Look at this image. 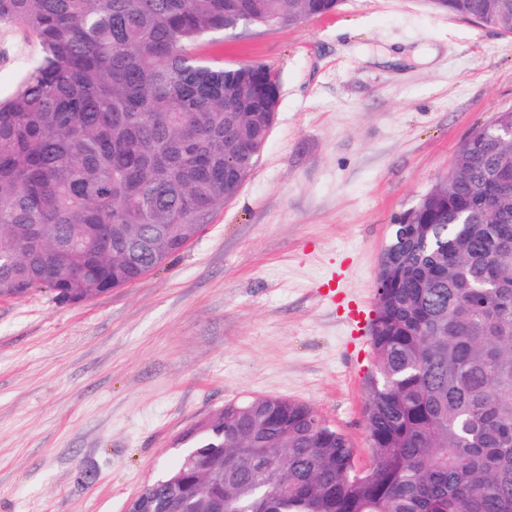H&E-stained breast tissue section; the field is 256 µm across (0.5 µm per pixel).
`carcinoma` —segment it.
Instances as JSON below:
<instances>
[{
	"instance_id": "obj_1",
	"label": "carcinoma",
	"mask_w": 512,
	"mask_h": 512,
	"mask_svg": "<svg viewBox=\"0 0 512 512\" xmlns=\"http://www.w3.org/2000/svg\"><path fill=\"white\" fill-rule=\"evenodd\" d=\"M340 0H0V25L36 51L0 100V296L46 290L88 301L162 267L224 205L230 117L265 137L262 64L195 52L247 26L299 25ZM450 16L512 32V0H431ZM457 152L465 179L441 178L402 220L423 237L376 291L374 371L363 409L374 461L314 408L277 396L224 405L188 447L210 460L177 493L195 512H512V195L484 212L490 173L512 148L483 134ZM468 217L471 223H461ZM170 237L138 264L113 247Z\"/></svg>"
}]
</instances>
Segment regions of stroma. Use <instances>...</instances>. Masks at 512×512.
<instances>
[{"label": "stroma", "mask_w": 512, "mask_h": 512, "mask_svg": "<svg viewBox=\"0 0 512 512\" xmlns=\"http://www.w3.org/2000/svg\"><path fill=\"white\" fill-rule=\"evenodd\" d=\"M34 41L0 27V95ZM434 51L431 61L415 58ZM204 57L279 79L239 196L160 269L79 304L0 298V512H124L229 402H304L371 461L370 330L390 224L512 107V33L427 0H341ZM363 311L361 328L352 314Z\"/></svg>", "instance_id": "35a3bbf8"}]
</instances>
